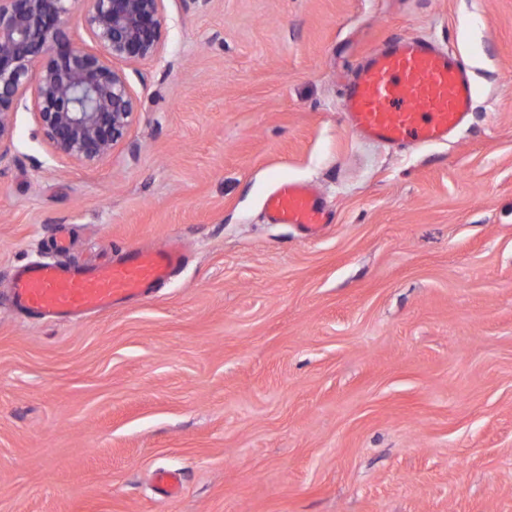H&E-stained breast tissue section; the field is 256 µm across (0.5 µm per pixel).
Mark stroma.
<instances>
[{
  "instance_id": "obj_1",
  "label": "stroma",
  "mask_w": 512,
  "mask_h": 512,
  "mask_svg": "<svg viewBox=\"0 0 512 512\" xmlns=\"http://www.w3.org/2000/svg\"><path fill=\"white\" fill-rule=\"evenodd\" d=\"M125 143L0 146V512H512V0H165ZM392 35L463 58L467 124L365 142L342 79ZM334 222L271 224L284 179ZM181 238L144 298L10 308L36 261ZM179 495L155 493L156 469Z\"/></svg>"
}]
</instances>
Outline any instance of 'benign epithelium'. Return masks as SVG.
Here are the masks:
<instances>
[{
    "label": "benign epithelium",
    "mask_w": 512,
    "mask_h": 512,
    "mask_svg": "<svg viewBox=\"0 0 512 512\" xmlns=\"http://www.w3.org/2000/svg\"><path fill=\"white\" fill-rule=\"evenodd\" d=\"M163 0H0V146L19 109L51 152L93 166L123 144L139 112L122 68L156 58ZM80 23L95 44L75 36Z\"/></svg>",
    "instance_id": "benign-epithelium-1"
}]
</instances>
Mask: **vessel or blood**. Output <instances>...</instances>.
Masks as SVG:
<instances>
[{
	"instance_id": "1",
	"label": "vessel or blood",
	"mask_w": 512,
	"mask_h": 512,
	"mask_svg": "<svg viewBox=\"0 0 512 512\" xmlns=\"http://www.w3.org/2000/svg\"><path fill=\"white\" fill-rule=\"evenodd\" d=\"M474 102L467 65L451 51L418 36H395L363 57L343 97L345 122L363 139L382 145L422 147L446 142L460 129ZM266 216L318 236L334 216L312 186L284 180L268 196ZM184 250L171 241L157 249L131 248L105 266L33 262L13 277V308L35 314L79 316L106 311L143 294L182 265Z\"/></svg>"
}]
</instances>
